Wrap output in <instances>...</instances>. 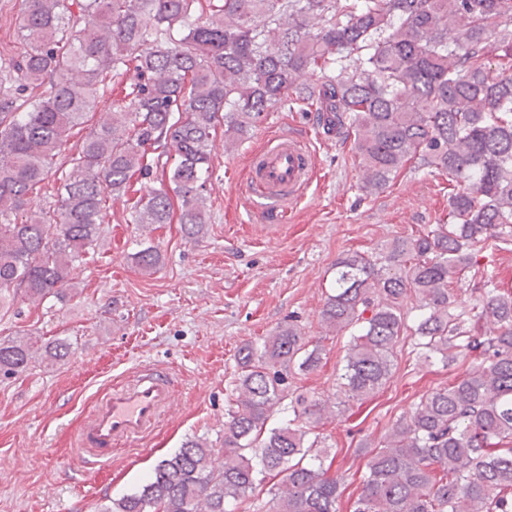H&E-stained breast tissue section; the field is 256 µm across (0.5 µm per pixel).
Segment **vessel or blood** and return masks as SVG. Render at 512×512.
Wrapping results in <instances>:
<instances>
[{
    "mask_svg": "<svg viewBox=\"0 0 512 512\" xmlns=\"http://www.w3.org/2000/svg\"><path fill=\"white\" fill-rule=\"evenodd\" d=\"M315 175L313 154L295 133L271 137L250 155L245 190L262 215H285L304 195ZM176 377L156 367L135 370L98 399L75 437L76 450L90 464L105 466L120 443L149 436L159 421L174 415Z\"/></svg>",
    "mask_w": 512,
    "mask_h": 512,
    "instance_id": "vessel-or-blood-1",
    "label": "vessel or blood"
}]
</instances>
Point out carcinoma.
<instances>
[{
  "label": "carcinoma",
  "mask_w": 512,
  "mask_h": 512,
  "mask_svg": "<svg viewBox=\"0 0 512 512\" xmlns=\"http://www.w3.org/2000/svg\"><path fill=\"white\" fill-rule=\"evenodd\" d=\"M18 34L26 48L0 80V292L71 294L107 197L136 177L161 182L131 223L175 219L199 241L217 127L233 142L290 101L316 104L327 129L354 131L366 187L384 188L412 159L452 186L448 223L336 261L321 321L348 334L346 401L386 384L406 332L427 361L472 359L371 450L351 512H512V292L492 287L458 311L451 288L476 255L512 240V0H25ZM101 105L55 207L18 220ZM134 259L150 272L160 252L147 245ZM40 350L61 360L70 344L0 339V374ZM321 363L295 324L242 346L224 454L190 439L102 512H235L263 494L255 512H339L327 447L310 436L322 401L298 398L293 418L272 422L292 369Z\"/></svg>",
  "instance_id": "carcinoma-1"
}]
</instances>
